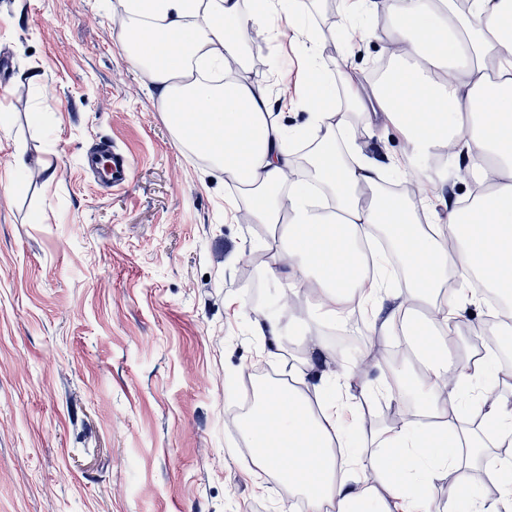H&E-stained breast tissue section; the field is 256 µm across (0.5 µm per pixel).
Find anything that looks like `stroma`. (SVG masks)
Here are the masks:
<instances>
[{"instance_id": "stroma-1", "label": "stroma", "mask_w": 512, "mask_h": 512, "mask_svg": "<svg viewBox=\"0 0 512 512\" xmlns=\"http://www.w3.org/2000/svg\"><path fill=\"white\" fill-rule=\"evenodd\" d=\"M124 18V0H0V512H297L236 425L248 375L300 367L256 331L282 302L249 269L271 230L175 141ZM245 50L271 121L310 129L295 64L311 44L254 26ZM102 142L130 156L125 185L87 170ZM356 145L379 165L408 150L383 127ZM344 334L353 403L366 341L391 339L367 314Z\"/></svg>"}]
</instances>
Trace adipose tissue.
I'll use <instances>...</instances> for the list:
<instances>
[{
  "label": "adipose tissue",
  "instance_id": "ef3b65f1",
  "mask_svg": "<svg viewBox=\"0 0 512 512\" xmlns=\"http://www.w3.org/2000/svg\"><path fill=\"white\" fill-rule=\"evenodd\" d=\"M339 37L364 32L362 18H384L390 67L379 79L333 69L319 57L306 66L302 103L319 133L308 152L310 175L293 177L290 137L269 119L266 90L243 81L249 29L281 16L276 39L324 38L296 8L263 0L245 12L241 0H126L123 47L148 72L177 141L251 195L253 223L272 227L263 273L307 289L299 354L307 369L331 350L317 329L346 321L355 306L373 310L384 286V256L364 266L358 240L385 234L402 257L414 309L397 307L386 322L404 337L417 369L379 371L364 400L404 398L411 417L378 430L363 445L342 423L340 393L308 396L296 386L273 396L255 389L238 429L256 469L276 475L305 512H433L430 489L448 475L474 478L492 449L512 447V366L474 358L452 338L466 303L492 295L502 311L494 327L512 335V0H339ZM344 104L334 107L335 94ZM366 129L386 119L410 148L378 166L361 159L353 117ZM446 156L465 164L472 183L439 218L426 200L384 188L417 176L409 157ZM502 467L499 502L449 487L443 512H512V459Z\"/></svg>",
  "mask_w": 512,
  "mask_h": 512
}]
</instances>
